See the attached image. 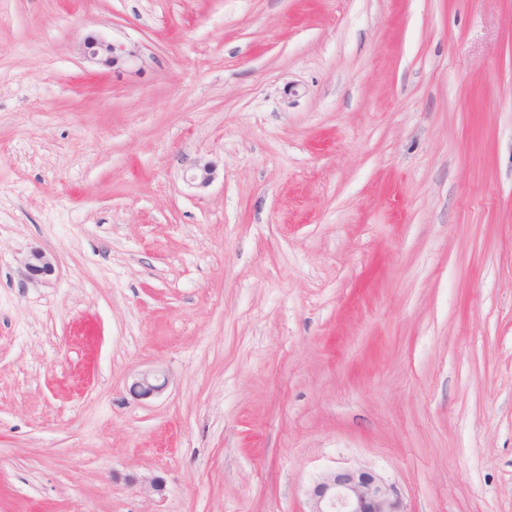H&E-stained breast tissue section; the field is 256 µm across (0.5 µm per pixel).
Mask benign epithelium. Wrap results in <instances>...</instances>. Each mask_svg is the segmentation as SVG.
I'll return each instance as SVG.
<instances>
[{
  "label": "benign epithelium",
  "mask_w": 512,
  "mask_h": 512,
  "mask_svg": "<svg viewBox=\"0 0 512 512\" xmlns=\"http://www.w3.org/2000/svg\"><path fill=\"white\" fill-rule=\"evenodd\" d=\"M85 57L104 68H112L121 58L124 48L101 38L89 36L82 46ZM216 175L214 162L195 158L186 169V180L197 188L210 185ZM26 269L33 278L53 275L55 260L45 250L34 247L26 255ZM164 384L144 374L131 386L130 391L141 399L159 394ZM166 481L161 476L142 480L140 492L163 495ZM309 512H405L397 488L374 472L361 468H337L319 476L309 490Z\"/></svg>",
  "instance_id": "obj_1"
}]
</instances>
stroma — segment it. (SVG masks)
<instances>
[{
  "label": "stroma",
  "instance_id": "stroma-1",
  "mask_svg": "<svg viewBox=\"0 0 512 512\" xmlns=\"http://www.w3.org/2000/svg\"><path fill=\"white\" fill-rule=\"evenodd\" d=\"M340 467L512 512V0H0V512ZM82 51L88 59L104 68L111 69L120 61L124 48L101 38L89 36L83 42ZM216 165L205 157L195 158L186 169V180L196 188H206L214 180ZM26 269L32 278H41L53 275L55 272V260L41 248H31L25 261Z\"/></svg>",
  "mask_w": 512,
  "mask_h": 512
}]
</instances>
